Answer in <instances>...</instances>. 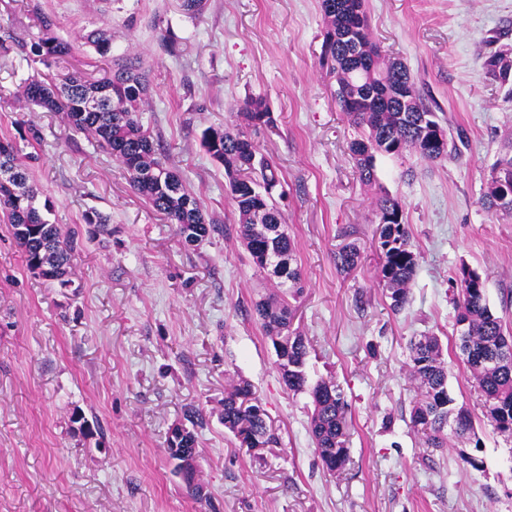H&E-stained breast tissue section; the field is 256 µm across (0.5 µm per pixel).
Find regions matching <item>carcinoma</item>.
I'll return each mask as SVG.
<instances>
[{
  "label": "carcinoma",
  "instance_id": "obj_1",
  "mask_svg": "<svg viewBox=\"0 0 512 512\" xmlns=\"http://www.w3.org/2000/svg\"><path fill=\"white\" fill-rule=\"evenodd\" d=\"M324 17V52L330 74L336 79V102L360 138L351 144L360 182L377 183L376 155L400 156L413 151L420 158L436 161L451 155L444 128L424 103L422 93L407 67L382 56L371 39L366 0H320ZM40 32L33 51L58 60L71 56L72 47L54 35L53 19L38 17ZM87 42L103 57L112 51V41L92 32ZM493 79L504 81L512 74V57L492 55L487 63ZM28 102L48 112H63L70 125L91 139L97 148L112 155L128 171L130 185L157 213L175 225L186 246H195L218 226L208 221L196 198L188 191L177 170L160 153L158 141L144 129L142 112L148 100L146 80L134 65H119L91 80L73 74L60 84L33 80L26 86ZM240 115L255 125L273 124L272 112L262 98H248ZM207 152L224 166L226 190L241 224L240 233L253 262L278 279L277 294L253 303V315L276 353L278 371L288 390L307 392L312 399L309 430L315 451L328 471H338L349 460L347 403L331 382L308 385L309 348L305 338L291 330V299L299 291L294 241L284 230L285 212L270 188L281 184L277 163L257 152L241 132L209 128L204 133ZM488 179L483 205L496 212L512 213L500 203L503 189L512 187V142L496 160ZM39 190L29 168L20 160L15 142L0 140V213L10 224L12 236L25 255L27 267L40 278L60 286L71 284V270L80 248V232H64L46 217L49 202L38 204ZM378 239L382 249L380 281L397 311L407 299L418 266V254L409 242L400 202L385 192L375 201ZM361 258L354 244L336 253V268L348 272ZM460 293L456 302V331L462 362L484 398V414L495 430L512 435V347L507 360L489 359L506 346L502 320L486 303L481 276L463 267L456 273ZM410 375L420 391V402L411 413L414 430L425 436L428 448L447 447L448 439L470 441L475 435L471 413L454 407L448 392V368L442 359L437 336H422L410 345ZM253 390L246 380L233 381L224 393L221 419L234 437L252 439L240 446L248 450L276 443L267 422L253 412ZM191 426L177 440L167 439V455L174 459L177 446L192 457L198 454V434ZM450 433H445V428Z\"/></svg>",
  "mask_w": 512,
  "mask_h": 512
}]
</instances>
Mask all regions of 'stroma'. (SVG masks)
Here are the masks:
<instances>
[{
	"mask_svg": "<svg viewBox=\"0 0 512 512\" xmlns=\"http://www.w3.org/2000/svg\"><path fill=\"white\" fill-rule=\"evenodd\" d=\"M45 13L70 41L68 63L31 50ZM383 56L402 61L460 153L435 162L408 152L376 159L363 185L349 151L360 132L333 96L322 61L319 0H0V137L30 160L51 222L79 228L72 283L34 275L0 222V512H512V436L483 414L455 347L450 280L461 267L512 328V215L487 210L492 165L512 136V86L486 62L512 53V0H368ZM109 31L112 57L148 83L143 124L219 223L199 246L132 190L125 168L69 129L63 114L27 106L24 84L105 62L86 36ZM263 97L274 127L237 116ZM210 126L246 130L278 161L287 229L302 269L293 327L309 346L310 383L334 381L348 403L350 461L323 469L309 434L311 399L290 392L252 304L273 287L241 242L224 168L202 145ZM397 198L419 264L392 311L378 279L374 202ZM94 209L107 224H86ZM359 246L350 273L336 252ZM439 336L456 406L482 445L427 448L411 427L419 400L411 339ZM251 382L273 447L250 454L221 419L224 387ZM198 410V475L190 496L165 452L170 428ZM90 427L82 432L75 415ZM481 462L474 468L466 454Z\"/></svg>",
	"mask_w": 512,
	"mask_h": 512,
	"instance_id": "35a3bbf8",
	"label": "stroma"
}]
</instances>
